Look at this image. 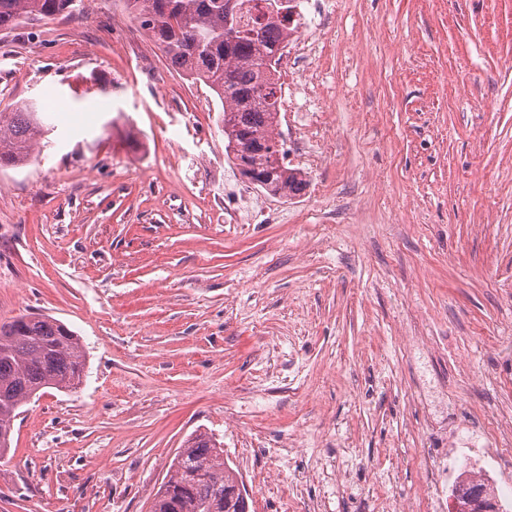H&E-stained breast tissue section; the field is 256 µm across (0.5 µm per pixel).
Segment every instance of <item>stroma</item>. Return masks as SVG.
<instances>
[{
	"instance_id": "stroma-1",
	"label": "stroma",
	"mask_w": 512,
	"mask_h": 512,
	"mask_svg": "<svg viewBox=\"0 0 512 512\" xmlns=\"http://www.w3.org/2000/svg\"><path fill=\"white\" fill-rule=\"evenodd\" d=\"M294 199L224 157L222 105L124 0L0 31V112L57 118L0 168V324L49 315L85 377L45 389L0 512H147L212 433L251 512H406L512 418V0H298Z\"/></svg>"
}]
</instances>
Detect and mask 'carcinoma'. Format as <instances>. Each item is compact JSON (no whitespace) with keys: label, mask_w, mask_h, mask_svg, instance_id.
<instances>
[{"label":"carcinoma","mask_w":512,"mask_h":512,"mask_svg":"<svg viewBox=\"0 0 512 512\" xmlns=\"http://www.w3.org/2000/svg\"><path fill=\"white\" fill-rule=\"evenodd\" d=\"M225 2L125 0V6L172 68L220 99L226 157L237 166L238 147H248V164L265 176L259 187L294 198L307 180L285 163L283 142L275 134L281 94L273 64L287 46L295 0H236L238 10L231 16ZM75 4L0 0V29L49 20L73 11ZM52 131L32 101L1 112L0 167L25 164ZM85 366L78 336L50 316L20 315L0 324V459L10 449L22 407L45 388H77ZM244 489L224 448L206 434H194L174 456L150 512H249ZM454 498L460 505L456 512H500L482 483L459 482Z\"/></svg>","instance_id":"cac0c4a2"}]
</instances>
